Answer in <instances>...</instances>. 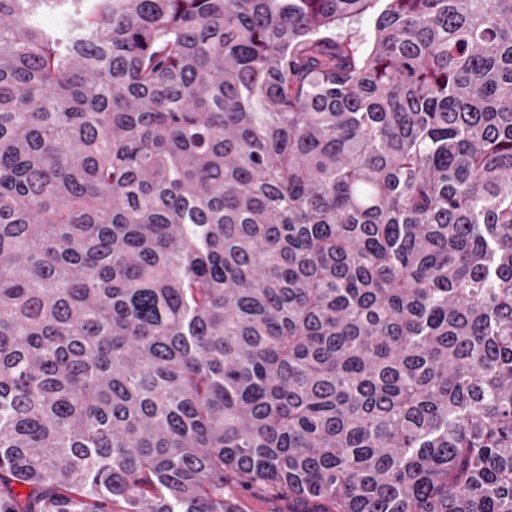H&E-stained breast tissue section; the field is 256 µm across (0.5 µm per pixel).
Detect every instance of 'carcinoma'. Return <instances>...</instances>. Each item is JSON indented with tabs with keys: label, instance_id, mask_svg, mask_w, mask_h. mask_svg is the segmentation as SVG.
<instances>
[{
	"label": "carcinoma",
	"instance_id": "carcinoma-1",
	"mask_svg": "<svg viewBox=\"0 0 512 512\" xmlns=\"http://www.w3.org/2000/svg\"><path fill=\"white\" fill-rule=\"evenodd\" d=\"M232 480L512 512V0H0V512Z\"/></svg>",
	"mask_w": 512,
	"mask_h": 512
}]
</instances>
